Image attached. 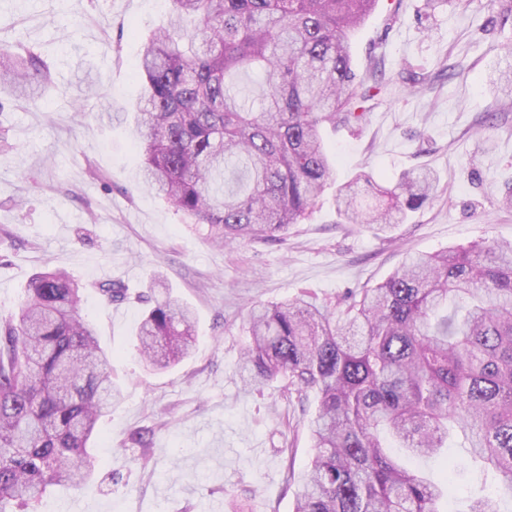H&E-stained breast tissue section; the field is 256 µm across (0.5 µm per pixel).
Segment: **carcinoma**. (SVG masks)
Returning a JSON list of instances; mask_svg holds the SVG:
<instances>
[{"instance_id": "obj_1", "label": "carcinoma", "mask_w": 512, "mask_h": 512, "mask_svg": "<svg viewBox=\"0 0 512 512\" xmlns=\"http://www.w3.org/2000/svg\"><path fill=\"white\" fill-rule=\"evenodd\" d=\"M171 2L140 62L143 182L215 244L276 240L333 178L322 125H363L381 92L357 80L350 52L377 0ZM50 82L39 53L0 48V109L4 96ZM363 181L360 172L336 187V212L386 233L432 199L438 177L408 172L370 200ZM24 291L0 317V512L38 505L53 485L81 488L97 422L121 397L80 285L55 269ZM99 292L128 300L119 281ZM248 333L246 385L280 378L317 395L295 512H441L461 466L512 497L511 242L409 255L334 315L303 298L256 304ZM136 339L147 368H172L196 345L194 312L156 296ZM459 432L467 456L440 483L389 452L431 458ZM467 512H502L501 501L477 496Z\"/></svg>"}]
</instances>
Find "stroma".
<instances>
[{
  "label": "stroma",
  "instance_id": "obj_1",
  "mask_svg": "<svg viewBox=\"0 0 512 512\" xmlns=\"http://www.w3.org/2000/svg\"><path fill=\"white\" fill-rule=\"evenodd\" d=\"M170 0H0V45L41 52L54 84L10 100L0 129V315L17 311L45 266L85 287L82 314L112 354L124 399L97 426L99 463L77 491L48 487L35 512H293L312 455L314 402L238 375L251 303L304 295L336 308L382 282L410 252L512 242V97L493 69L512 53V0H379L354 32L359 77L380 63L386 88L358 128H324L337 182L372 173L393 187L425 167L435 198L392 232L342 223L327 185L282 240L217 246L141 181L131 111L142 43ZM121 281L123 304L97 283ZM168 289L197 316L194 354L146 372L134 330L145 297ZM149 447L133 445L134 431Z\"/></svg>",
  "mask_w": 512,
  "mask_h": 512
}]
</instances>
